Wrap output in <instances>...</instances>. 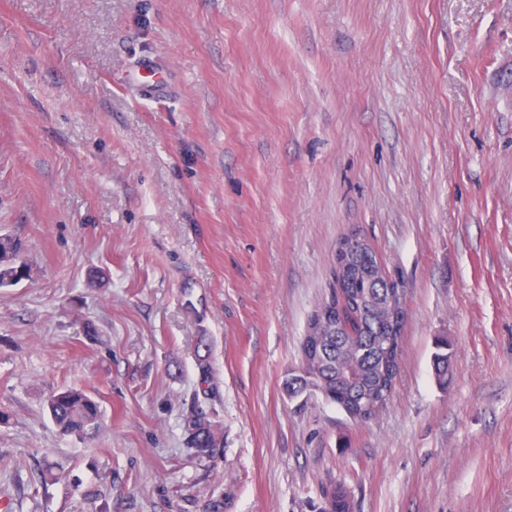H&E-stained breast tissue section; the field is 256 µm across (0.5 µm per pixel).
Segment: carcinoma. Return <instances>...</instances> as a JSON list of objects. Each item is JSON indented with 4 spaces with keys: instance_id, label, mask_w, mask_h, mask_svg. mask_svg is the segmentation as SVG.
<instances>
[{
    "instance_id": "1",
    "label": "carcinoma",
    "mask_w": 512,
    "mask_h": 512,
    "mask_svg": "<svg viewBox=\"0 0 512 512\" xmlns=\"http://www.w3.org/2000/svg\"><path fill=\"white\" fill-rule=\"evenodd\" d=\"M358 243L343 255H334L333 294L308 317L300 362L285 382L289 395L308 386L346 412L366 421L385 410L389 400L377 402L381 388L393 390L400 370L401 340L406 317L392 294L400 285L382 277L369 241L359 233ZM26 259L25 246L10 234H0V288L22 281L16 258ZM435 366L439 380L448 373V341L437 343ZM49 413L67 435L96 433L101 413L98 403L83 389L66 387L53 392ZM183 431L187 447L201 461L216 462L224 452L221 427L198 400L187 404Z\"/></svg>"
}]
</instances>
